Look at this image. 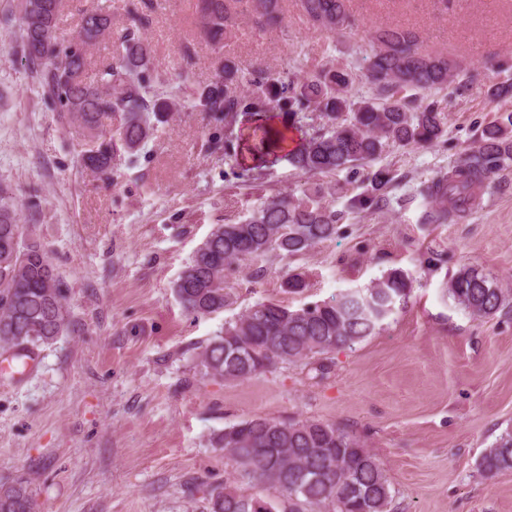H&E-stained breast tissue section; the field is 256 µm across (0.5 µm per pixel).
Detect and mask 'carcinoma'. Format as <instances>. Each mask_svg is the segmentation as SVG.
I'll list each match as a JSON object with an SVG mask.
<instances>
[{
  "label": "carcinoma",
  "instance_id": "obj_1",
  "mask_svg": "<svg viewBox=\"0 0 512 512\" xmlns=\"http://www.w3.org/2000/svg\"><path fill=\"white\" fill-rule=\"evenodd\" d=\"M282 0H200L201 18L214 48L234 38L244 22L259 33L280 29ZM313 25L336 32L356 26L349 0H297ZM63 0H20L21 52L35 73L47 106L59 121L82 136L81 165L111 180L112 159L120 151L135 163L159 127L169 122L177 103L168 79L152 61L145 33L149 21L138 17L113 42L112 62L89 77L90 49L112 36V13L103 7L82 11L77 37H62ZM363 76L371 95L355 96L358 74L349 66L323 68L300 79L258 66L244 75L231 60L212 66L207 83H178L181 96L217 122L229 124L245 110L286 106L297 117L318 111L323 123L290 163L313 181L299 193L261 200L239 222L216 224L196 248L174 285L185 310L209 316L230 305L227 277L234 266L272 254L304 255L333 238L347 216L390 204L396 174L374 163L389 148H428L446 134L444 113L430 93L450 86L460 90L458 72L443 54L422 48L418 33L406 26H381L372 34ZM123 113L114 132L102 119ZM512 164V119L487 124L462 159L420 194L431 207L425 224H446L476 209L491 176ZM368 166L365 191L335 202L344 188L333 177ZM289 293L307 287L303 272L283 280ZM412 281L393 269L369 286L293 309L280 302L257 301L210 339L198 353L204 373L215 380L238 381L283 364L317 359L325 373L333 354L375 335L404 306ZM448 296L467 314L486 318L512 312V298L499 282L474 265L460 267L448 282ZM68 318L66 296L40 244L28 238L14 205L0 198V349L31 353L54 343ZM215 445L234 470L209 492V512H388L392 487L378 458L353 432L313 419L288 421L256 416L224 428ZM478 470L493 476L512 471V428L484 450ZM256 481L278 495L243 490ZM0 512H35L28 480L0 481Z\"/></svg>",
  "mask_w": 512,
  "mask_h": 512
}]
</instances>
